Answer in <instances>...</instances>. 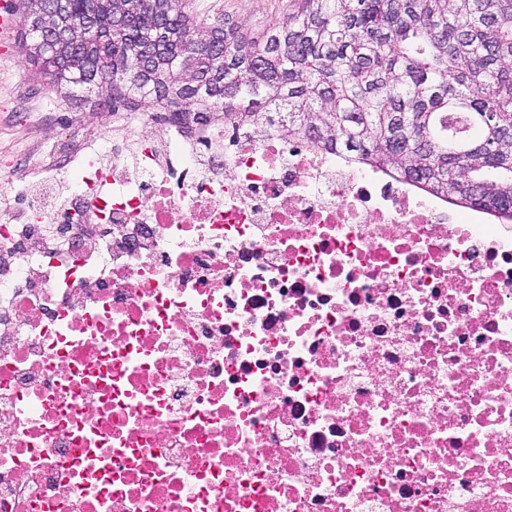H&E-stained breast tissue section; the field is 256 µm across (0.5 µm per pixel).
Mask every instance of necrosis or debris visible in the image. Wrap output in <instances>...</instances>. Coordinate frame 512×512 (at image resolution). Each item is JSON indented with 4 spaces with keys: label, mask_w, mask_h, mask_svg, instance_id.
Listing matches in <instances>:
<instances>
[{
    "label": "necrosis or debris",
    "mask_w": 512,
    "mask_h": 512,
    "mask_svg": "<svg viewBox=\"0 0 512 512\" xmlns=\"http://www.w3.org/2000/svg\"><path fill=\"white\" fill-rule=\"evenodd\" d=\"M153 126L0 208V512H512V226ZM61 222L112 233L25 242Z\"/></svg>",
    "instance_id": "4bbe7bcc"
}]
</instances>
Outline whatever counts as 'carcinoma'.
<instances>
[{
    "label": "carcinoma",
    "mask_w": 512,
    "mask_h": 512,
    "mask_svg": "<svg viewBox=\"0 0 512 512\" xmlns=\"http://www.w3.org/2000/svg\"><path fill=\"white\" fill-rule=\"evenodd\" d=\"M42 23L55 52L26 30L28 60L114 115L305 135L512 220V0H288L253 36L192 0H60Z\"/></svg>",
    "instance_id": "obj_1"
}]
</instances>
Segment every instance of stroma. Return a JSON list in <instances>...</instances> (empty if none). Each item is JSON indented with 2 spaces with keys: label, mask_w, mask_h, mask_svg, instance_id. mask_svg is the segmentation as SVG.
Wrapping results in <instances>:
<instances>
[{
  "label": "stroma",
  "mask_w": 512,
  "mask_h": 512,
  "mask_svg": "<svg viewBox=\"0 0 512 512\" xmlns=\"http://www.w3.org/2000/svg\"><path fill=\"white\" fill-rule=\"evenodd\" d=\"M193 5L202 16L221 12L251 31L288 11V0H193ZM111 127V113L96 106L94 94L82 90L76 101L63 102L19 46L0 55V173L19 181L49 162L76 167L81 139Z\"/></svg>",
  "instance_id": "stroma-1"
}]
</instances>
